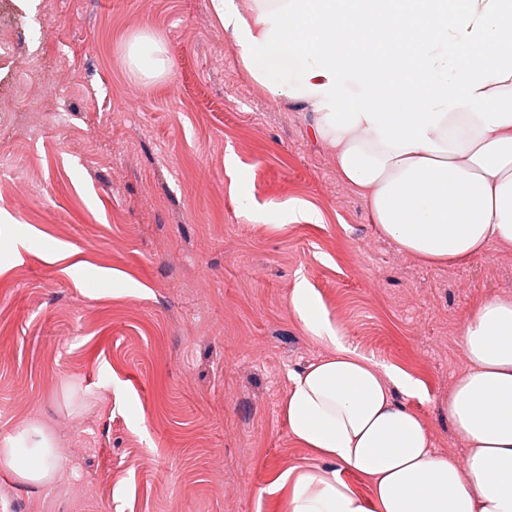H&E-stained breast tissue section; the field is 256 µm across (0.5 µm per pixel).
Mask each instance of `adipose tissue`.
Segmentation results:
<instances>
[{
    "label": "adipose tissue",
    "instance_id": "1",
    "mask_svg": "<svg viewBox=\"0 0 512 512\" xmlns=\"http://www.w3.org/2000/svg\"><path fill=\"white\" fill-rule=\"evenodd\" d=\"M210 5L250 76L310 109L316 137L400 251L438 266L512 248V0ZM290 305L328 354L290 376L289 429L319 463L278 477L289 512H512V293L483 297L461 327L468 366L442 401L460 458L436 452L399 401L415 383L352 348L304 283ZM28 446L36 461L20 456ZM56 446L29 425L0 440V467L50 485Z\"/></svg>",
    "mask_w": 512,
    "mask_h": 512
}]
</instances>
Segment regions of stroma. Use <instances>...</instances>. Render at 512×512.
Returning a JSON list of instances; mask_svg holds the SVG:
<instances>
[{
  "label": "stroma",
  "instance_id": "35a3bbf8",
  "mask_svg": "<svg viewBox=\"0 0 512 512\" xmlns=\"http://www.w3.org/2000/svg\"><path fill=\"white\" fill-rule=\"evenodd\" d=\"M141 35L160 77L129 65ZM21 94L33 112H0V438L38 422L65 465L48 487L0 468V512H286L276 478L318 462L289 432V374L328 354L289 304L300 281L463 456L438 402L512 251L433 267L380 236L209 0H0V100Z\"/></svg>",
  "mask_w": 512,
  "mask_h": 512
}]
</instances>
